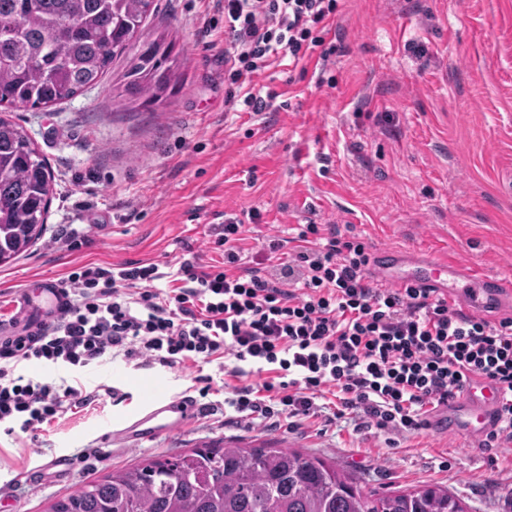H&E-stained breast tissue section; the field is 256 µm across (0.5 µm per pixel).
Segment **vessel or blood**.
I'll use <instances>...</instances> for the list:
<instances>
[{
	"instance_id": "1",
	"label": "vessel or blood",
	"mask_w": 512,
	"mask_h": 512,
	"mask_svg": "<svg viewBox=\"0 0 512 512\" xmlns=\"http://www.w3.org/2000/svg\"><path fill=\"white\" fill-rule=\"evenodd\" d=\"M405 264L416 267L415 282L436 289L448 302L464 305L471 314H512V285L447 258L425 259L415 252L384 250L377 255L376 269L385 281L398 283L402 280L398 269ZM69 302L70 296L59 281L37 280L17 297L11 322L0 324V342L39 335ZM501 398L492 382L473 381L459 399L443 409L448 431L472 437L482 435L495 425ZM196 407L189 396L149 400L140 413L116 430L115 436L127 447H139L144 441L178 430L191 419Z\"/></svg>"
}]
</instances>
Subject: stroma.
<instances>
[{
    "mask_svg": "<svg viewBox=\"0 0 512 512\" xmlns=\"http://www.w3.org/2000/svg\"><path fill=\"white\" fill-rule=\"evenodd\" d=\"M139 33L171 41L184 59L164 107L117 95L128 56L100 82L46 109L15 104L53 175L47 222L34 245L0 264V319L16 293L43 277L63 280L89 262L193 257L220 262L208 245L225 216L244 225L245 259L261 262L267 238L300 224H335L370 253H432L512 277V0H338L323 36L328 61L272 63L255 84L278 94L277 112H228L224 16L211 0H155ZM63 224L85 225L88 243L47 249ZM224 363L206 414L135 449L102 443L136 412L142 390L200 396L195 369L134 367L123 357L84 374L86 388H119L43 425L37 435L0 433V512H47L51 502L112 471L212 443L292 448L352 474L366 492L438 485L471 512H512V447L439 426L409 433L358 429L352 415L247 428L224 420ZM65 455L58 481L18 480Z\"/></svg>",
    "mask_w": 512,
    "mask_h": 512,
    "instance_id": "obj_1",
    "label": "stroma"
}]
</instances>
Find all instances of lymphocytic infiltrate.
I'll return each mask as SVG.
<instances>
[{"instance_id":"f902f5d3","label":"lymphocytic infiltrate","mask_w":512,"mask_h":512,"mask_svg":"<svg viewBox=\"0 0 512 512\" xmlns=\"http://www.w3.org/2000/svg\"><path fill=\"white\" fill-rule=\"evenodd\" d=\"M224 15V67L236 89L229 112H273L277 95L246 84L272 62L327 59L317 25L336 0H213ZM301 247L278 257L265 243L261 268L241 267L242 224L214 227L210 245L220 265L186 259L160 272L126 261L74 268L63 285L68 308L25 350L0 344V429L33 433L95 393L18 374L20 362L83 375L106 357L136 366L196 367L224 357L238 384L225 397L238 421L317 417L320 399L334 415L356 414L364 428L415 433L474 378L502 395L499 423L482 441L512 446V317L470 315L413 283L389 288L374 281L371 255L358 237L336 226L301 224ZM263 375L260 386L247 377Z\"/></svg>"}]
</instances>
